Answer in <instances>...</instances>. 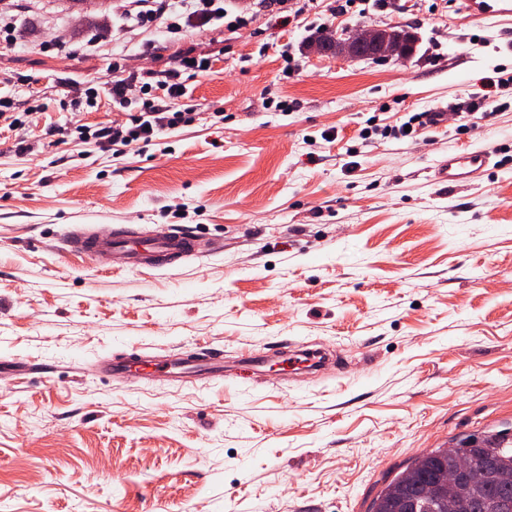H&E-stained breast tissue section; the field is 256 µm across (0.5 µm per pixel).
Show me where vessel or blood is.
Returning <instances> with one entry per match:
<instances>
[{"instance_id":"1","label":"vessel or blood","mask_w":512,"mask_h":512,"mask_svg":"<svg viewBox=\"0 0 512 512\" xmlns=\"http://www.w3.org/2000/svg\"><path fill=\"white\" fill-rule=\"evenodd\" d=\"M451 6L457 21L462 24L512 25V0H452ZM491 157V151L484 147L449 151L447 159L436 164L433 178L451 187L472 183L486 173ZM63 242L80 253L111 255L114 262L131 269L160 267L200 254L199 238L188 229L143 238L124 228L103 234L84 225H74L66 232ZM138 365L141 377L147 379L164 374L171 367L182 369V379L186 382L218 377L223 373L220 361L205 352L190 358H174L167 365L143 358Z\"/></svg>"}]
</instances>
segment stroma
Listing matches in <instances>:
<instances>
[{"label":"stroma","instance_id":"stroma-1","mask_svg":"<svg viewBox=\"0 0 512 512\" xmlns=\"http://www.w3.org/2000/svg\"><path fill=\"white\" fill-rule=\"evenodd\" d=\"M237 2L239 29L168 41L114 4L0 0L24 29L0 46V96L40 109L0 122V361L36 367L0 382V512H369L412 455L512 429V28L460 27L428 0L360 18L312 0L287 19ZM360 21L415 32L413 56L310 54L319 31ZM91 31L133 73L210 57L188 85L196 120L148 147L58 144L59 91L93 82L84 122L125 118L105 61L76 49ZM49 33L61 46L44 53ZM475 93L496 111L468 128L380 134ZM19 139L33 152L15 155ZM464 146L492 149L487 173L435 183ZM72 224L193 228L224 248L134 273L63 248ZM307 345L322 368L281 374ZM201 349L223 379L94 368Z\"/></svg>","mask_w":512,"mask_h":512}]
</instances>
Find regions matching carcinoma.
Segmentation results:
<instances>
[{
    "label": "carcinoma",
    "mask_w": 512,
    "mask_h": 512,
    "mask_svg": "<svg viewBox=\"0 0 512 512\" xmlns=\"http://www.w3.org/2000/svg\"><path fill=\"white\" fill-rule=\"evenodd\" d=\"M414 456L380 491L370 512H512V490L497 497L489 491L488 473L452 478L457 455L469 456L495 470L512 473V431L490 428Z\"/></svg>",
    "instance_id": "obj_1"
}]
</instances>
